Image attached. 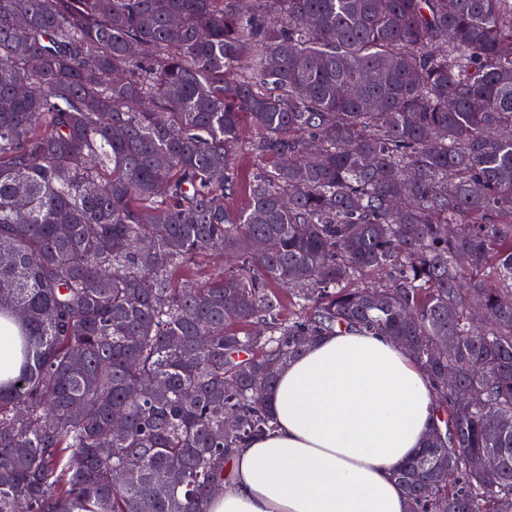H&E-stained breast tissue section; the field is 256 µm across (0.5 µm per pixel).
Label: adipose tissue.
Instances as JSON below:
<instances>
[{
	"label": "adipose tissue",
	"mask_w": 512,
	"mask_h": 512,
	"mask_svg": "<svg viewBox=\"0 0 512 512\" xmlns=\"http://www.w3.org/2000/svg\"><path fill=\"white\" fill-rule=\"evenodd\" d=\"M435 407L425 369L388 337L324 336L280 370L275 430L236 451L207 512H407L393 471L426 445Z\"/></svg>",
	"instance_id": "ef3b65f1"
}]
</instances>
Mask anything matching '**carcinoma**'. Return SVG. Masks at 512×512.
<instances>
[{
	"label": "carcinoma",
	"instance_id": "1",
	"mask_svg": "<svg viewBox=\"0 0 512 512\" xmlns=\"http://www.w3.org/2000/svg\"><path fill=\"white\" fill-rule=\"evenodd\" d=\"M2 316L0 512H206L338 328L433 383L409 512H512V0H0ZM16 336L14 326L0 318V381L16 374L19 364Z\"/></svg>",
	"mask_w": 512,
	"mask_h": 512
}]
</instances>
